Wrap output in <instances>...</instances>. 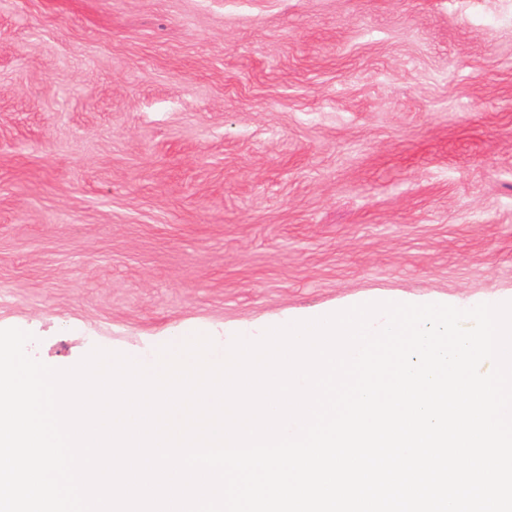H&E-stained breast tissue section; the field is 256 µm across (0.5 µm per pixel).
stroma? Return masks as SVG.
<instances>
[{
	"label": "stroma",
	"mask_w": 512,
	"mask_h": 512,
	"mask_svg": "<svg viewBox=\"0 0 512 512\" xmlns=\"http://www.w3.org/2000/svg\"><path fill=\"white\" fill-rule=\"evenodd\" d=\"M512 301V0H0V328Z\"/></svg>",
	"instance_id": "35a3bbf8"
}]
</instances>
